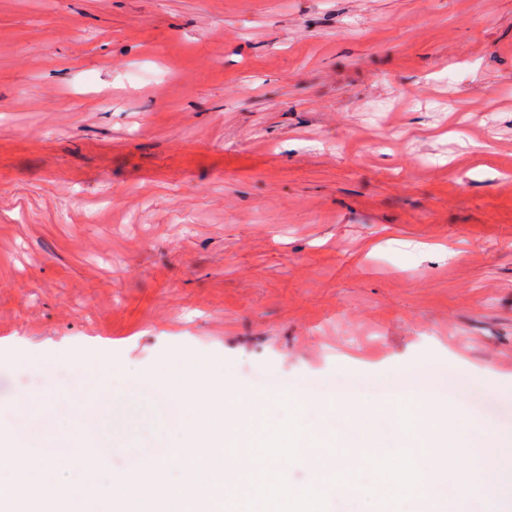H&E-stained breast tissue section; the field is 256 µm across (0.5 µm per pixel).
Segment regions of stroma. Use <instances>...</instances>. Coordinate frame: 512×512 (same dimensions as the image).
Segmentation results:
<instances>
[{"instance_id": "obj_1", "label": "stroma", "mask_w": 512, "mask_h": 512, "mask_svg": "<svg viewBox=\"0 0 512 512\" xmlns=\"http://www.w3.org/2000/svg\"><path fill=\"white\" fill-rule=\"evenodd\" d=\"M0 409L178 353L253 392L512 375V0H0ZM149 411L102 457L146 458Z\"/></svg>"}]
</instances>
